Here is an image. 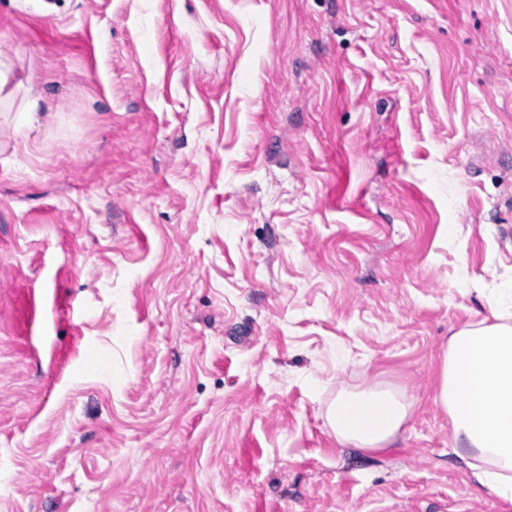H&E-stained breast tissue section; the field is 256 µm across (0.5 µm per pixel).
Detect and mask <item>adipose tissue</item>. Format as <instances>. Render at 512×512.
Masks as SVG:
<instances>
[{
    "label": "adipose tissue",
    "mask_w": 512,
    "mask_h": 512,
    "mask_svg": "<svg viewBox=\"0 0 512 512\" xmlns=\"http://www.w3.org/2000/svg\"><path fill=\"white\" fill-rule=\"evenodd\" d=\"M435 401L453 422L455 454L475 460L481 486L512 499V325L466 326L451 336ZM407 416L401 396L377 385L339 393L328 410L339 442L370 451L391 445Z\"/></svg>",
    "instance_id": "ef3b65f1"
}]
</instances>
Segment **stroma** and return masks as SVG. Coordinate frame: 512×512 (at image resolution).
Returning <instances> with one entry per match:
<instances>
[{"label": "stroma", "instance_id": "stroma-1", "mask_svg": "<svg viewBox=\"0 0 512 512\" xmlns=\"http://www.w3.org/2000/svg\"><path fill=\"white\" fill-rule=\"evenodd\" d=\"M0 63V512H512L434 401L512 310V0H0ZM407 416L408 408L401 396L377 385L339 393L328 410L339 442L370 451L391 445Z\"/></svg>", "mask_w": 512, "mask_h": 512}]
</instances>
